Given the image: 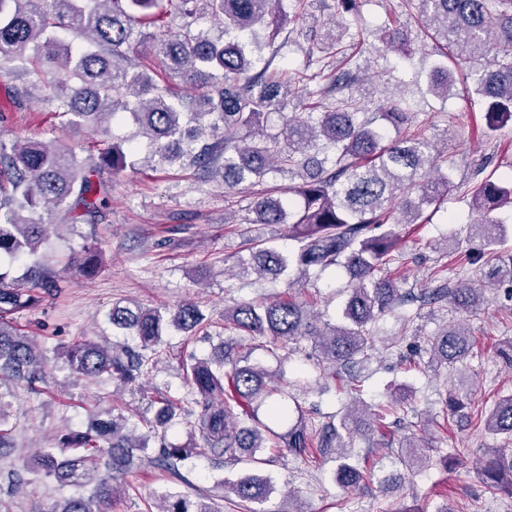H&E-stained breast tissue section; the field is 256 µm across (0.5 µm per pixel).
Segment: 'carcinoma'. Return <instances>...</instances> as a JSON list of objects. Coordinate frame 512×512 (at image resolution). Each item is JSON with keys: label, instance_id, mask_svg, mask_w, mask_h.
Listing matches in <instances>:
<instances>
[{"label": "carcinoma", "instance_id": "1", "mask_svg": "<svg viewBox=\"0 0 512 512\" xmlns=\"http://www.w3.org/2000/svg\"><path fill=\"white\" fill-rule=\"evenodd\" d=\"M339 29L313 44L323 58L336 60L329 87L340 92L359 81L347 68L361 42L342 44L343 17L359 16L360 0H336ZM295 14L283 0H0V56L33 51L61 74L55 84L57 111L74 127H102L108 117L129 114L139 134L151 145L159 166L176 163L194 168L203 178L221 177L224 189L236 191L263 184L270 172L288 175V184L257 193L249 204L252 224H285L288 252L253 246L250 258L235 262L237 273L284 279L283 295L272 301L242 302L224 310V330L269 339L266 351H279L305 339L320 352V369L339 365L350 369L369 359L379 336L371 325L387 312L398 311L406 328L422 310L449 304L468 312L483 302V291L500 283L512 284V255L499 253L503 221L497 214L512 210V179L492 175L472 189L471 209L477 218L470 230L481 249L464 254L477 265L481 282L460 281L450 287L434 272L438 285L419 292L400 287L401 278L388 273L400 240L399 225L423 223L424 211L438 210L454 190L447 158L433 141L412 129L416 101L401 98L386 112H362L351 97L326 103L325 90L304 104V111L282 112L296 85L321 77L319 72L283 64L272 66L281 47L275 36L294 20L307 24L305 0H293ZM426 36L439 48L441 60L432 68L429 91L448 98L455 83L447 60L466 64L474 72V92L487 101L486 135L491 137L512 121V0H418ZM224 20V41H215L196 28L200 14ZM178 22V32L158 39L164 76L135 69L129 53L146 38L142 28L163 33ZM272 37L262 40L258 29ZM58 30L72 34L77 56L61 47ZM384 50L409 54L406 31L391 23L382 31ZM269 58H264V52ZM194 84L190 100H174L168 78ZM280 115L282 129L268 132L265 120ZM139 148L112 144L87 165L71 150L52 143L0 141V382L8 379L30 385L46 374V348L17 323V315L58 292L53 270L40 261L24 277L11 267L37 255L47 244L51 225L45 210L75 228L96 224L109 206L102 169L121 172L138 164ZM330 268L343 270L350 292L340 323L323 322L299 296L310 275ZM107 319L117 334L127 337L118 348L91 340L63 347L64 364L88 380L107 375L112 382L132 386L149 363L163 352L165 337L177 331L184 343L210 337L212 321L190 302L174 310L115 302ZM474 337L463 325H451L430 340V367H443L455 376L454 392L442 403L448 410L465 407L460 390L469 382V357ZM183 383L194 407L173 396L151 400L153 419L134 421L121 413L91 412L84 428L63 434L54 448H43L28 463L30 472L54 478L76 492L50 512H110L122 480L135 470L159 468L178 475V466L192 457L238 461L247 457L255 466L264 448H285L315 463L336 452L335 478L341 487L355 489L365 475L349 463L340 424L325 421L313 427L298 418L288 422V401L296 400L288 383L268 385L273 375L242 353L234 339L221 343L220 355L201 357L182 350ZM266 407L270 423L255 410ZM9 403L0 393V451L16 447L9 427ZM484 417L487 431L512 443V395L495 402ZM190 430V440L167 438L176 424ZM408 464L427 463L425 436L410 433L403 444ZM483 484L491 494L512 496V450L491 448L481 462ZM240 501L261 508L273 493L270 477L247 474L225 482ZM147 512H214L200 498L168 492L154 499Z\"/></svg>", "mask_w": 512, "mask_h": 512}]
</instances>
